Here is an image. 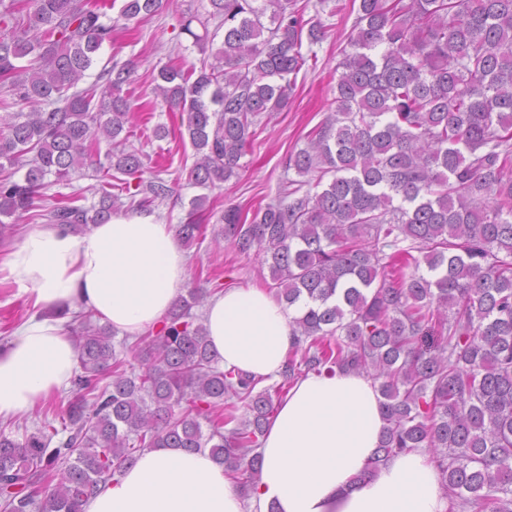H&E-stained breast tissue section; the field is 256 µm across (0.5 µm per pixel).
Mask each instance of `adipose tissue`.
Masks as SVG:
<instances>
[{
  "mask_svg": "<svg viewBox=\"0 0 512 512\" xmlns=\"http://www.w3.org/2000/svg\"><path fill=\"white\" fill-rule=\"evenodd\" d=\"M187 281V258L172 231L148 214L118 216L82 233L51 224L0 256V283L15 285L40 309L0 350V420L70 385L78 356L63 310H91L137 336L159 324ZM293 315L260 289L237 288L209 300L205 327L224 368L268 377L291 346ZM380 401L363 375H309L279 405L250 495L209 449L155 448L102 486L84 512H447L424 451L369 470L384 426Z\"/></svg>",
  "mask_w": 512,
  "mask_h": 512,
  "instance_id": "adipose-tissue-1",
  "label": "adipose tissue"
}]
</instances>
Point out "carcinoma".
I'll return each instance as SVG.
<instances>
[{
  "instance_id": "1",
  "label": "carcinoma",
  "mask_w": 512,
  "mask_h": 512,
  "mask_svg": "<svg viewBox=\"0 0 512 512\" xmlns=\"http://www.w3.org/2000/svg\"><path fill=\"white\" fill-rule=\"evenodd\" d=\"M209 2L224 25L213 62L153 77L197 155L186 180L204 188L240 176L257 119L288 107L309 60L303 40L326 35L298 0ZM161 8L123 0L119 18L139 24ZM353 9L336 110L288 162L315 181L287 182L251 214L225 205L214 239L262 252L269 291L300 305L281 381L263 387L219 367L192 314L200 288L140 337L139 367L82 312L71 328L80 370L57 413L69 435L53 447L55 429L21 441L0 431V512H83L146 448H207L247 495L295 382L345 372L371 378L382 397L371 468L423 448L450 512H512V0L335 4L339 15ZM105 17L83 0H0V216L29 213L40 191L83 167L99 200H60L49 223L86 231L110 221L124 194L145 211L176 193L159 177L131 183L143 166L134 150L97 159L129 123L133 70L113 66L103 87L75 90L112 42ZM207 201L192 198L175 227L188 247L205 238Z\"/></svg>"
}]
</instances>
